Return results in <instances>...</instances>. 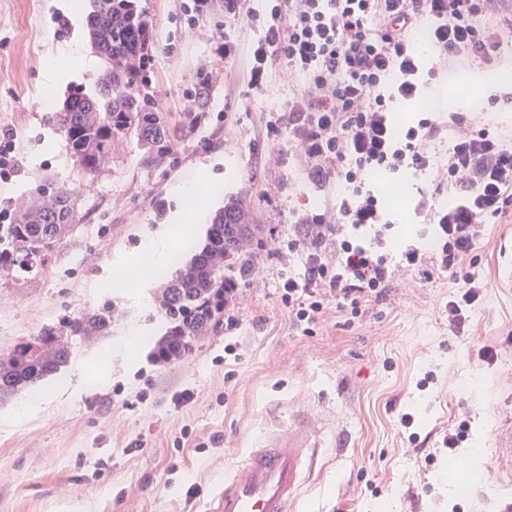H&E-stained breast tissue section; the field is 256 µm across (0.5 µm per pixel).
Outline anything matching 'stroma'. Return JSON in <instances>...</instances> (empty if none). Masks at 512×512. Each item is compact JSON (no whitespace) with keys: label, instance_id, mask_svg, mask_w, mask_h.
<instances>
[{"label":"stroma","instance_id":"obj_1","mask_svg":"<svg viewBox=\"0 0 512 512\" xmlns=\"http://www.w3.org/2000/svg\"><path fill=\"white\" fill-rule=\"evenodd\" d=\"M71 0H0V134L13 135L17 161L0 179V224L44 186L78 193L75 227L52 265L25 283L0 272V353L78 312L110 309L107 335L75 341L70 383L36 394L25 388L0 411L37 401L19 419L0 420V512H64L73 500L90 512H207L224 476L266 430L309 421L319 443L294 512H507L512 507V223L489 225L476 251L488 288L469 332L452 335L448 280L406 288L392 306L346 325L328 311L311 336L292 330L268 249L290 225L323 208L326 194L305 175L287 137L270 140L266 121L291 91L280 71L266 90L248 87L247 48L260 35L250 10L271 0H237L234 11L210 0L188 29L194 0H139L154 32V84L171 125H179L205 56L215 64L211 108L192 133L170 141L172 166L148 167L135 140L116 144L91 177L74 166L53 122L73 88L94 93L101 67L67 81L43 108L49 65L68 46L88 45ZM237 54L217 60L225 42ZM512 72V39L489 70L436 69L432 112L466 105L512 126V79L481 87L486 72ZM220 179L225 194L250 197L253 242L261 246L257 287L243 288L242 323L215 322L192 353L160 365L148 339L135 357L122 346L135 329L160 322L163 281L107 288L100 276L115 258L135 257L146 232L168 223L184 184ZM236 347L227 354L225 345ZM494 352L493 361L478 354ZM193 394L181 402L183 391ZM412 414L411 428L400 424ZM467 421L468 436L449 450L441 433Z\"/></svg>","mask_w":512,"mask_h":512}]
</instances>
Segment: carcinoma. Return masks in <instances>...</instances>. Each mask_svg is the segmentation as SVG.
Wrapping results in <instances>:
<instances>
[{
    "mask_svg": "<svg viewBox=\"0 0 512 512\" xmlns=\"http://www.w3.org/2000/svg\"><path fill=\"white\" fill-rule=\"evenodd\" d=\"M89 38L103 67L98 91L70 93L54 113L76 166L87 176L99 171L112 145L133 137L144 150V162L164 166L170 138L190 130L205 118L213 96L209 76L201 75L191 92L192 107L180 127L169 126L153 85V37L138 0H93ZM76 192L44 187L19 210L12 224H0V270L20 278L46 269L76 217ZM253 212L246 199L230 197L210 224L202 250L164 288L159 307L169 324L166 337L153 352L159 364L189 355L196 337L224 314V282L248 279L257 261L251 248ZM112 313H78L34 339H23L0 354V395L13 393L68 363L69 338L109 332Z\"/></svg>",
    "mask_w": 512,
    "mask_h": 512,
    "instance_id": "carcinoma-1",
    "label": "carcinoma"
}]
</instances>
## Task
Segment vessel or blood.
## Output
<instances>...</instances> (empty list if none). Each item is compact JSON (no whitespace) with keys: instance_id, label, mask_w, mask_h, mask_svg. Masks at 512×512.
Masks as SVG:
<instances>
[{"instance_id":"obj_1","label":"vessel or blood","mask_w":512,"mask_h":512,"mask_svg":"<svg viewBox=\"0 0 512 512\" xmlns=\"http://www.w3.org/2000/svg\"><path fill=\"white\" fill-rule=\"evenodd\" d=\"M310 425L265 432L247 449L224 480V493L210 512H291L315 446Z\"/></svg>"}]
</instances>
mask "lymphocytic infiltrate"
I'll return each mask as SVG.
<instances>
[{
  "mask_svg": "<svg viewBox=\"0 0 512 512\" xmlns=\"http://www.w3.org/2000/svg\"><path fill=\"white\" fill-rule=\"evenodd\" d=\"M425 18L440 68L478 69L512 27V0H275L249 49L251 88H264L277 60L298 87L287 119L266 123L268 135H288L311 181L336 186L335 204L305 213L300 231L274 252L283 264L304 257L302 274L282 275L280 285L288 320L303 335H313L329 309L360 319L395 303L409 284L446 277L456 286L448 328L462 336L484 297L487 283L471 256L487 225L512 220V149L507 131L490 129L475 110L400 127L392 100L425 99L423 61L412 45ZM381 171L432 176L414 207L430 217L432 242L403 243L393 264L379 252L385 201L367 186ZM442 189L450 202L438 208Z\"/></svg>",
  "mask_w": 512,
  "mask_h": 512,
  "instance_id": "1",
  "label": "lymphocytic infiltrate"
}]
</instances>
